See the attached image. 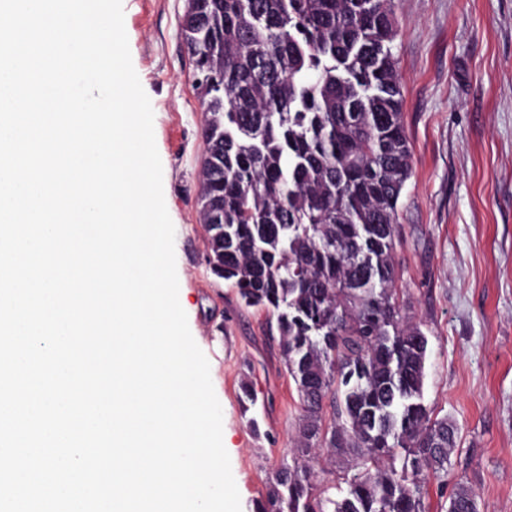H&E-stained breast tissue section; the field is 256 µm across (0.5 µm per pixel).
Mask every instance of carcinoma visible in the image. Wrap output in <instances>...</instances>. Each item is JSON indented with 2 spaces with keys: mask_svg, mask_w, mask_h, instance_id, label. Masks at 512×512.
Listing matches in <instances>:
<instances>
[{
  "mask_svg": "<svg viewBox=\"0 0 512 512\" xmlns=\"http://www.w3.org/2000/svg\"><path fill=\"white\" fill-rule=\"evenodd\" d=\"M180 30L204 115L200 213L224 216L207 262L275 320L302 411L254 512H426L422 478L447 488L457 427L424 400L429 338L397 288L413 161L394 0H186ZM315 448L354 469L341 497L318 488ZM445 512H478L475 492Z\"/></svg>",
  "mask_w": 512,
  "mask_h": 512,
  "instance_id": "1",
  "label": "carcinoma"
}]
</instances>
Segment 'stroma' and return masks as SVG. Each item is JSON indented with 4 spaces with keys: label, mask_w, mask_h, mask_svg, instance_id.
Segmentation results:
<instances>
[{
    "label": "stroma",
    "mask_w": 512,
    "mask_h": 512,
    "mask_svg": "<svg viewBox=\"0 0 512 512\" xmlns=\"http://www.w3.org/2000/svg\"><path fill=\"white\" fill-rule=\"evenodd\" d=\"M122 4L154 112L179 301L210 364L242 512H253L294 455L296 385L267 313L245 307L207 263L202 112L180 35L185 0ZM395 13L392 52L413 155L398 287L430 338L425 399L459 428L449 490L465 484L479 512H512V0H395ZM246 383L258 396L247 411Z\"/></svg>",
    "instance_id": "obj_1"
}]
</instances>
